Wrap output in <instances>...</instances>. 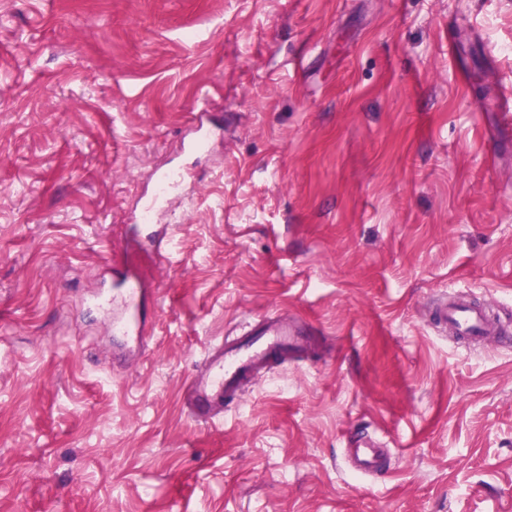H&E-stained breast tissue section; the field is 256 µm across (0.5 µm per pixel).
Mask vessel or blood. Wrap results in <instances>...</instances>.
I'll list each match as a JSON object with an SVG mask.
<instances>
[{"label":"vessel or blood","mask_w":512,"mask_h":512,"mask_svg":"<svg viewBox=\"0 0 512 512\" xmlns=\"http://www.w3.org/2000/svg\"><path fill=\"white\" fill-rule=\"evenodd\" d=\"M182 181L181 171L162 174L158 182L163 192L144 203L143 216H150L162 207L166 194L176 190ZM115 282L123 299L124 312L113 317V333L143 342L148 334L144 310L150 290L143 281L124 270L116 271ZM435 318L438 323L451 326L457 336L470 340L481 339L488 326L483 309L460 296L439 306ZM305 336V329L296 321L268 315L249 325L241 335L226 337L223 343L209 350L205 372L195 376L186 389L185 404L189 412L203 422L220 417L225 399L257 371L266 368L272 354L300 348ZM353 446L356 470L365 475L374 473L378 457L375 442L364 438L354 441Z\"/></svg>","instance_id":"vessel-or-blood-1"}]
</instances>
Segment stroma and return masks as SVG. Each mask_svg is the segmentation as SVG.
Returning <instances> with one entry per match:
<instances>
[{"mask_svg":"<svg viewBox=\"0 0 512 512\" xmlns=\"http://www.w3.org/2000/svg\"><path fill=\"white\" fill-rule=\"evenodd\" d=\"M507 87L512 0H0V512H512V336L433 317L512 321ZM116 266L159 301L130 353ZM278 313L303 348L193 419L209 348ZM158 183L163 187V195H154L148 199L142 207L141 219L147 223L150 215L163 206L166 201L165 194H171L183 181V173L179 170H171L158 178ZM463 296H454L446 300L435 310L438 323L453 329L454 333L464 339L478 340L483 338L488 319L483 309ZM355 448V469L365 475H371L376 471L378 457V445L370 438L351 441Z\"/></svg>","mask_w":512,"mask_h":512,"instance_id":"1","label":"stroma"}]
</instances>
